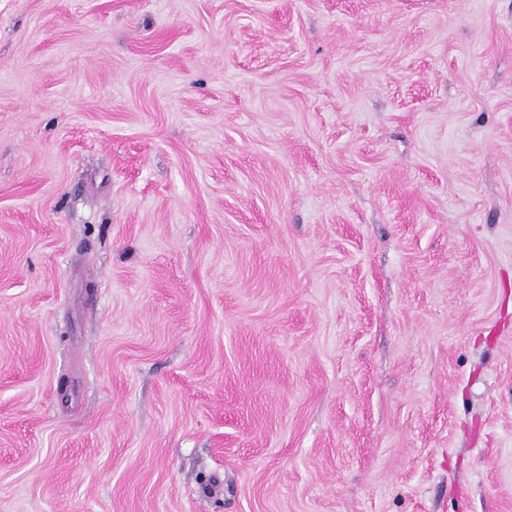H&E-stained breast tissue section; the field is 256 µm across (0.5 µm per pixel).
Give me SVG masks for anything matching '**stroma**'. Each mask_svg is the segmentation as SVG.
<instances>
[{
    "label": "stroma",
    "mask_w": 512,
    "mask_h": 512,
    "mask_svg": "<svg viewBox=\"0 0 512 512\" xmlns=\"http://www.w3.org/2000/svg\"><path fill=\"white\" fill-rule=\"evenodd\" d=\"M0 512H512V0H0Z\"/></svg>",
    "instance_id": "35a3bbf8"
}]
</instances>
